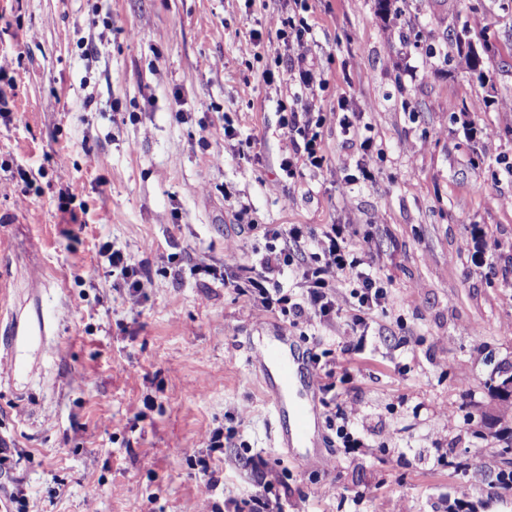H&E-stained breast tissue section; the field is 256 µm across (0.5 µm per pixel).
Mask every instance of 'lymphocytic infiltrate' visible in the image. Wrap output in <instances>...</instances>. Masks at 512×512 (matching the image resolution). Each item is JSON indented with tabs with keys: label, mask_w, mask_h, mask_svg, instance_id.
Segmentation results:
<instances>
[{
	"label": "lymphocytic infiltrate",
	"mask_w": 512,
	"mask_h": 512,
	"mask_svg": "<svg viewBox=\"0 0 512 512\" xmlns=\"http://www.w3.org/2000/svg\"><path fill=\"white\" fill-rule=\"evenodd\" d=\"M329 116L324 112L290 111L283 119L287 132L299 136L292 154L282 159L280 169L293 178L306 170L321 169L327 157L320 145V128ZM268 242L260 259L263 273L280 275L292 266L295 258L293 245L307 238H315L316 250L310 255V264L304 273V286L299 298H292L284 289H268L258 279H251L254 302L267 312H281L291 316L293 322L325 321L337 311L336 283L341 279L354 282L353 297L357 304L352 317V331L364 336L369 315L385 307L390 295L380 275L370 273L363 250L352 248L346 229L340 224L325 225L319 236H312L306 225L293 224L289 228L268 225L263 229Z\"/></svg>",
	"instance_id": "1"
}]
</instances>
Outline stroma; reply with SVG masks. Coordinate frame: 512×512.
Masks as SVG:
<instances>
[{
	"label": "stroma",
	"mask_w": 512,
	"mask_h": 512,
	"mask_svg": "<svg viewBox=\"0 0 512 512\" xmlns=\"http://www.w3.org/2000/svg\"><path fill=\"white\" fill-rule=\"evenodd\" d=\"M472 5L308 0L300 45L279 35L294 0H0V317L50 324L43 340L0 333V361L22 365L0 373L8 512H234L264 485L281 512H512L497 482L512 404L489 381L512 361V256L493 249L512 242V18ZM464 25L474 50L497 45L476 68L454 44ZM291 60L313 83L264 81ZM341 95L373 150L330 122L324 168L286 178L283 114ZM361 164L374 180L343 193ZM264 224L348 226L389 280L364 349L349 281L312 324L225 287L258 264ZM111 248L148 280L137 302L112 285ZM279 333L323 365L304 448L280 445L249 345ZM338 407L357 453L338 448Z\"/></svg>",
	"instance_id": "obj_1"
}]
</instances>
